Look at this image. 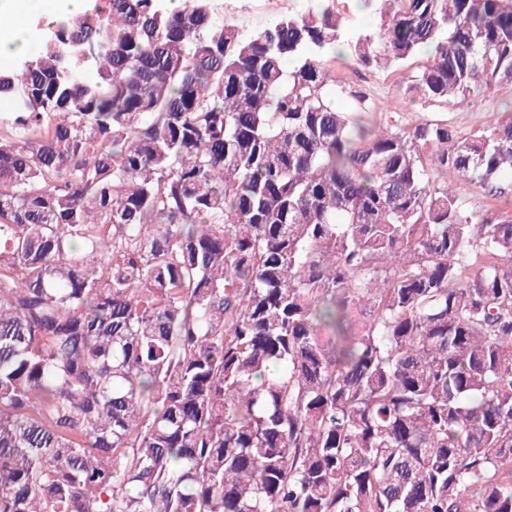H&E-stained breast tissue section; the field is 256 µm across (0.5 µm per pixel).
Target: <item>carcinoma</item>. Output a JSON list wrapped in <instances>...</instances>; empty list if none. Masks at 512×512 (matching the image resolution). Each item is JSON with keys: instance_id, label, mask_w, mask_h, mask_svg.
Returning a JSON list of instances; mask_svg holds the SVG:
<instances>
[{"instance_id": "1", "label": "carcinoma", "mask_w": 512, "mask_h": 512, "mask_svg": "<svg viewBox=\"0 0 512 512\" xmlns=\"http://www.w3.org/2000/svg\"><path fill=\"white\" fill-rule=\"evenodd\" d=\"M169 2L0 71V512H512V216L459 203H512V113L385 126L326 64L511 86L512 0ZM214 9L224 14V21L251 29L272 23L288 11H296L301 0H215Z\"/></svg>"}]
</instances>
